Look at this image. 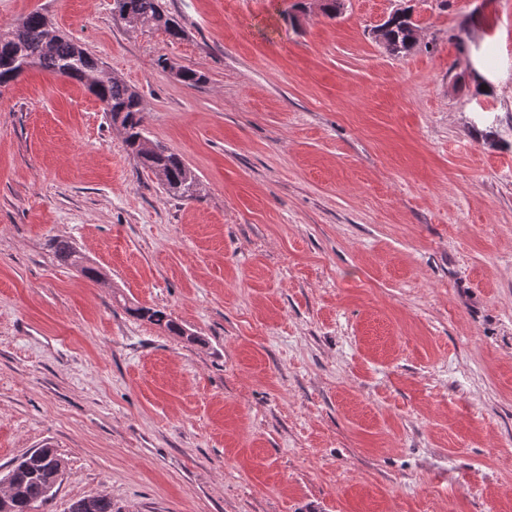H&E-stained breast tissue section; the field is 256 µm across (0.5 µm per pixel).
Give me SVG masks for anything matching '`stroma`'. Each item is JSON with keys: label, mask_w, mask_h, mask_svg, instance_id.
Listing matches in <instances>:
<instances>
[{"label": "stroma", "mask_w": 512, "mask_h": 512, "mask_svg": "<svg viewBox=\"0 0 512 512\" xmlns=\"http://www.w3.org/2000/svg\"><path fill=\"white\" fill-rule=\"evenodd\" d=\"M297 2L162 0L172 41L0 0L134 86L199 181L166 194L78 82L0 89V471L65 465L35 512H512V0ZM385 28L383 39L378 41L391 55L407 54L416 46L417 26L404 12H397L390 16ZM129 311L136 315L137 317L141 319H145L149 323L156 325L160 328H164L165 330L177 335V336H183V335H189L190 333L184 330V334L182 332V329L180 326L175 323L171 316L166 313V311L162 309H156V308H150V307H135V308H129ZM187 339L190 341V343L197 342L198 337L197 336H187ZM75 508V509H74ZM69 512H113L112 500L106 495H96L74 501Z\"/></svg>", "instance_id": "1"}]
</instances>
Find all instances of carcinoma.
<instances>
[{"instance_id": "obj_1", "label": "carcinoma", "mask_w": 512, "mask_h": 512, "mask_svg": "<svg viewBox=\"0 0 512 512\" xmlns=\"http://www.w3.org/2000/svg\"><path fill=\"white\" fill-rule=\"evenodd\" d=\"M112 13L128 15L138 26L165 33L172 41L184 38L185 31L176 17L166 12L161 0H113ZM417 26L403 12L390 16L385 25L381 44L394 56L409 53L417 44ZM39 67L55 75L67 77L86 86L103 104V110L123 134V142L131 155L144 168L164 178L161 186L169 195L182 200L196 198L198 180L195 173L167 146L148 137L142 124L144 105L141 95L123 80L102 77L100 62L77 42L67 38L42 13H29L14 29L0 37V87L23 74L22 64ZM55 256L70 264L86 278L97 281L99 272L81 264L75 248L65 240L53 241ZM130 312L149 323L177 336L180 326L162 309L135 307ZM39 465L23 456L8 470L14 489L11 512H32L52 498L60 475L53 462L54 451L39 448ZM69 512H113L112 500L96 495L74 501Z\"/></svg>"}]
</instances>
